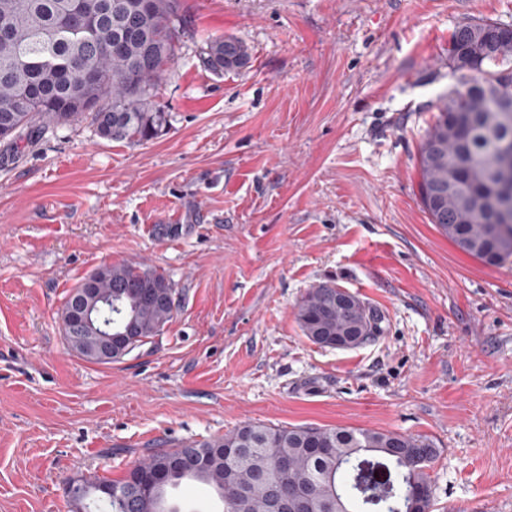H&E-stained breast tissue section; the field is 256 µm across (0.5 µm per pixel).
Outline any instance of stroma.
Instances as JSON below:
<instances>
[{"mask_svg":"<svg viewBox=\"0 0 512 512\" xmlns=\"http://www.w3.org/2000/svg\"><path fill=\"white\" fill-rule=\"evenodd\" d=\"M155 139L51 125L0 142V512H75L73 476L121 480L161 450L254 423L420 435L432 512H512V260L443 235L419 147L458 85L460 24L512 0H180ZM249 64L216 74L210 37ZM174 283L162 335L110 364L67 347L60 313L103 265ZM377 308L352 350L309 341L321 284ZM250 61L248 46L235 37L216 36L207 39L199 52L201 66L216 74L238 71Z\"/></svg>","mask_w":512,"mask_h":512,"instance_id":"35a3bbf8","label":"stroma"}]
</instances>
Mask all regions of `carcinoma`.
I'll return each instance as SVG.
<instances>
[{"label": "carcinoma", "mask_w": 512, "mask_h": 512, "mask_svg": "<svg viewBox=\"0 0 512 512\" xmlns=\"http://www.w3.org/2000/svg\"><path fill=\"white\" fill-rule=\"evenodd\" d=\"M179 0H0V140L19 149L21 133L36 124L65 125L92 116L101 138L141 143L159 135L168 113L157 89L175 60L181 24ZM496 21L461 24L448 44V65L462 73L444 98L419 148L420 194L437 191L441 210L426 208L432 223L464 251L490 265L512 257V216L499 223L491 207L505 162L503 141L512 142V111L499 108L503 82L512 75V37ZM250 61L235 37L207 39L201 66L216 74ZM92 67L97 78L88 80ZM175 288L161 270L145 265H103L68 294L61 312L80 305L118 333L143 346L161 334L175 313ZM362 343L383 332L382 313L361 303ZM298 323L308 340L343 336L354 325L336 308V286L321 284L302 298ZM70 350L97 363L129 354L122 347L103 359L95 327L62 324ZM367 449L380 455L382 483L360 464L341 471L337 461ZM437 448L423 436L361 428L244 425L222 438L188 442L153 454L120 481L84 482L71 499L86 512H175L168 489L184 480L212 489L224 512H265L273 490L302 486L311 512H406L407 501L425 494L432 512L428 470ZM288 462L283 474L276 461Z\"/></svg>", "instance_id": "1"}]
</instances>
